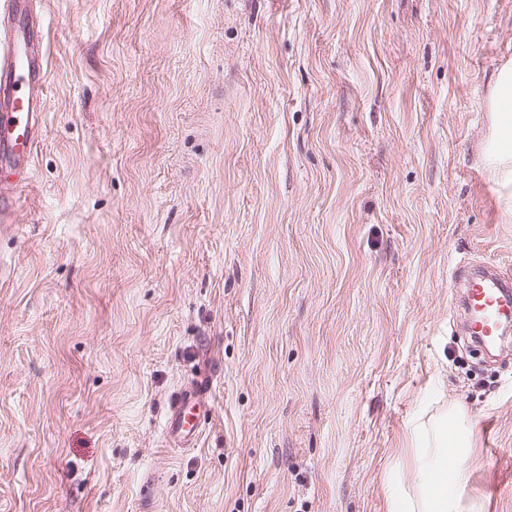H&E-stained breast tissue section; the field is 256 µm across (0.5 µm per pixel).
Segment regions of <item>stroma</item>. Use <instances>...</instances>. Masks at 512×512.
<instances>
[{
  "label": "stroma",
  "instance_id": "obj_1",
  "mask_svg": "<svg viewBox=\"0 0 512 512\" xmlns=\"http://www.w3.org/2000/svg\"><path fill=\"white\" fill-rule=\"evenodd\" d=\"M48 85L0 222V512H387L412 422L471 419L512 512V344L470 370L463 264L512 277L484 156L512 0H34ZM222 368L196 447L170 402Z\"/></svg>",
  "mask_w": 512,
  "mask_h": 512
}]
</instances>
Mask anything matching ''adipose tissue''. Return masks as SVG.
<instances>
[{"instance_id": "ef3b65f1", "label": "adipose tissue", "mask_w": 512, "mask_h": 512, "mask_svg": "<svg viewBox=\"0 0 512 512\" xmlns=\"http://www.w3.org/2000/svg\"><path fill=\"white\" fill-rule=\"evenodd\" d=\"M504 108L497 113L493 127L495 148L486 156L493 177L508 195L512 205V81L503 80L497 91ZM470 425L462 410L452 409L433 422H414L415 442L411 485L388 486V512H483L478 501H464L460 490L466 479Z\"/></svg>"}]
</instances>
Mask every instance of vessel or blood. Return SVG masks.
<instances>
[{"label": "vessel or blood", "instance_id": "vessel-or-blood-1", "mask_svg": "<svg viewBox=\"0 0 512 512\" xmlns=\"http://www.w3.org/2000/svg\"><path fill=\"white\" fill-rule=\"evenodd\" d=\"M47 88V62L42 35L24 0H0V157L10 167L26 166L33 157L42 123L40 103ZM463 303L467 330L478 338L497 334L500 319L512 314V279L465 276ZM220 366H202L177 392L170 405L165 431L170 443L193 447L212 405L210 396Z\"/></svg>", "mask_w": 512, "mask_h": 512}]
</instances>
